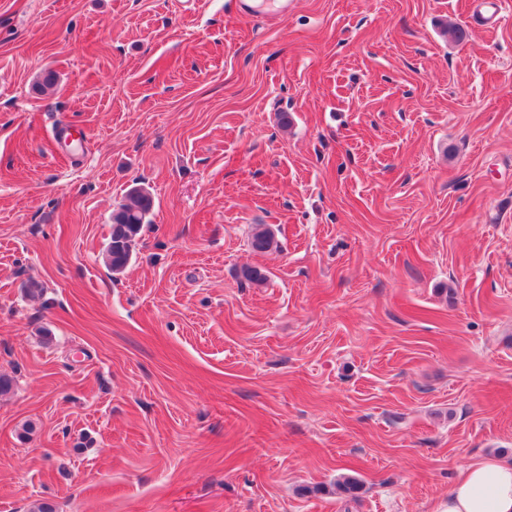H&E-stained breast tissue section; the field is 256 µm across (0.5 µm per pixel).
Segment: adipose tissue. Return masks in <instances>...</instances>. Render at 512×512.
Returning a JSON list of instances; mask_svg holds the SVG:
<instances>
[{
    "instance_id": "ef3b65f1",
    "label": "adipose tissue",
    "mask_w": 512,
    "mask_h": 512,
    "mask_svg": "<svg viewBox=\"0 0 512 512\" xmlns=\"http://www.w3.org/2000/svg\"><path fill=\"white\" fill-rule=\"evenodd\" d=\"M437 512H512V463L489 456L466 465Z\"/></svg>"
}]
</instances>
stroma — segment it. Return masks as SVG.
<instances>
[{"label": "stroma", "instance_id": "1", "mask_svg": "<svg viewBox=\"0 0 512 512\" xmlns=\"http://www.w3.org/2000/svg\"><path fill=\"white\" fill-rule=\"evenodd\" d=\"M480 11L0 0V512H435L512 461V0ZM152 208V194L144 188H134L128 192L125 202L112 213L111 240L104 257L106 266L112 272L123 271L129 263Z\"/></svg>", "mask_w": 512, "mask_h": 512}]
</instances>
